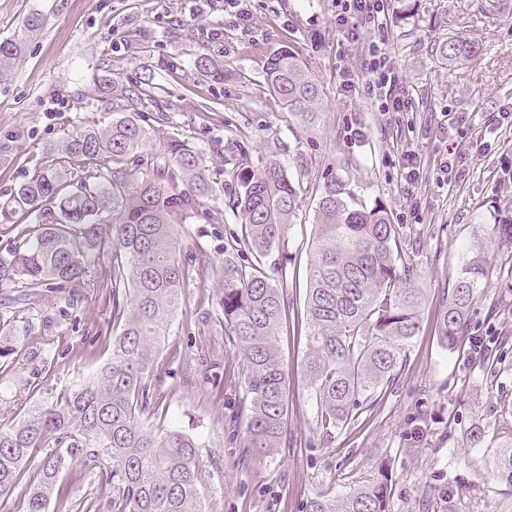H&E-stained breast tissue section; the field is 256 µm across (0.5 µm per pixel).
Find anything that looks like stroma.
Segmentation results:
<instances>
[{
  "label": "stroma",
  "instance_id": "stroma-1",
  "mask_svg": "<svg viewBox=\"0 0 512 512\" xmlns=\"http://www.w3.org/2000/svg\"><path fill=\"white\" fill-rule=\"evenodd\" d=\"M379 29L349 46L335 22L333 0H249L242 23L225 0H0V39L22 38L21 57L0 76V203L25 181L54 144L82 123L106 125L113 107L145 112L165 135L206 151L211 178L222 181L224 147L234 142L251 161L275 154L305 188L302 203L273 247L267 269L292 304L281 335L288 374V433L275 455L256 460L243 446L246 366L218 321L212 267L224 261L232 215L200 214L181 230L188 272L184 299L166 336L150 384L154 426L197 438L204 512H307L320 495H339L385 470L391 512H512L468 448L471 424L492 436L512 429V244L491 228L512 218V0H386ZM40 14L38 29L26 20ZM456 36L477 40L476 58L450 65L438 47ZM384 41L408 102L387 116L343 90L339 65L362 70L368 46ZM299 53L323 90L315 127L288 125L266 85L270 54ZM206 55L223 80L195 68ZM125 88L119 102L104 80ZM419 153L423 171L406 183L398 165ZM453 158L452 174L441 163ZM334 175L366 204L387 207L404 261L424 303L421 328L394 384L354 423L323 434L302 362V316L315 191ZM487 278L471 305L465 339L444 350L434 328L457 275L474 255ZM70 302L44 291L18 307L15 335L23 354L0 379V424L13 403L41 390L94 380L105 355L80 359L73 343L112 334L104 290L75 287ZM509 342L496 370L479 363L475 340Z\"/></svg>",
  "mask_w": 512,
  "mask_h": 512
}]
</instances>
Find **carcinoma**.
<instances>
[{"label": "carcinoma", "instance_id": "1", "mask_svg": "<svg viewBox=\"0 0 512 512\" xmlns=\"http://www.w3.org/2000/svg\"><path fill=\"white\" fill-rule=\"evenodd\" d=\"M22 51L20 39L0 41V74ZM480 52L478 41L452 37L439 54L448 64ZM265 80L288 123L311 127L321 110L319 82L291 48L269 57ZM161 150L146 170L140 154ZM228 208L240 229L224 240L217 290L224 335L243 357L247 373L243 447L263 457L281 447L288 426V387L278 336L290 306L286 289L266 269L304 190L285 163L271 155L258 165L225 149ZM221 191L206 174L192 142L167 137L142 112L115 111L105 128L81 127L45 149V160L0 205V233H16L0 252V288L27 301L39 289L66 300L87 279L89 267L110 261L105 287L112 301L109 359L96 379L18 403L23 418L0 424V496L15 512H202L199 445L183 430L149 421L148 381L159 345L170 333L183 298L186 270L179 228ZM312 259L307 269L303 331L304 371L313 389L317 424L326 435L356 420L399 374L419 331L422 292L410 286V266L387 209L357 199L342 176L324 182L315 207ZM485 280L475 255L448 291L436 328L439 344L454 349L464 336L468 308ZM15 312H0V374L17 361L23 344L12 338ZM47 452L37 462L33 450ZM79 458L107 477L97 495L80 493L69 460ZM484 469L512 495V430L484 456ZM385 471L339 497H318L308 512H391Z\"/></svg>", "mask_w": 512, "mask_h": 512}]
</instances>
